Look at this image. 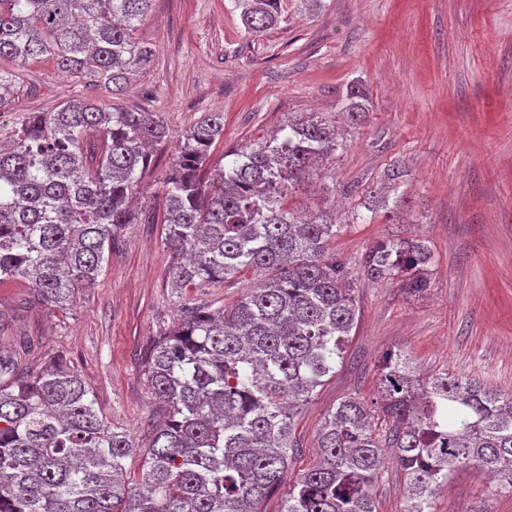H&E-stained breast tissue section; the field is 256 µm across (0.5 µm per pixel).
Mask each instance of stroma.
Masks as SVG:
<instances>
[{"instance_id":"stroma-1","label":"stroma","mask_w":512,"mask_h":512,"mask_svg":"<svg viewBox=\"0 0 512 512\" xmlns=\"http://www.w3.org/2000/svg\"><path fill=\"white\" fill-rule=\"evenodd\" d=\"M240 14L236 0H155L136 32L152 60L120 104L161 113L174 136L205 113H223L224 137L212 148L218 161L269 136L288 114L337 119L338 90L360 82L371 101L367 120L339 122L343 148L326 179L284 205L334 208L345 226L333 246L353 265L381 237L416 236L432 253L422 295L391 281L358 282V320L343 359L296 413L292 473L316 463L317 434L343 397L375 398L391 352L405 350L427 373L512 391V0H285L283 22L260 36L246 32ZM14 74L19 103L0 115V133L23 113L104 96L94 77L42 60ZM174 153L173 140L154 148L140 222L126 226L97 287L73 308L31 304L24 282L0 287V345L28 341L29 367L60 356L79 371L103 416L131 432L132 473L164 416L139 373L144 349L176 318L160 190ZM395 161L408 172L404 222L378 214L348 223ZM373 494L377 512H404L406 481L395 464H386ZM433 506L512 512V491L467 467Z\"/></svg>"}]
</instances>
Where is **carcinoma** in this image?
<instances>
[{
    "label": "carcinoma",
    "mask_w": 512,
    "mask_h": 512,
    "mask_svg": "<svg viewBox=\"0 0 512 512\" xmlns=\"http://www.w3.org/2000/svg\"><path fill=\"white\" fill-rule=\"evenodd\" d=\"M259 35L283 20L282 0H238ZM154 0H0V62H52L90 73L112 98L153 52L136 41ZM0 68V113L15 108ZM362 122L363 89L338 93ZM104 136L101 152L87 136ZM170 138L160 113L74 99L27 112L0 139V284L25 281L51 310L95 287L119 234L138 223L134 198ZM224 114L208 112L178 140L161 182L167 273L177 322L144 352L141 379L163 404L137 476L130 432L103 417L77 370L51 358L22 364L23 342L0 348V512H259L289 482L281 512H376L372 488L384 449L406 479V512H433V496L462 467L512 489V392L446 372L426 376L411 357L379 370L380 403L342 399L317 438L319 462L290 477L294 416L336 374L356 326L358 275L429 287L431 253L415 238L375 241L360 272L331 248L343 229L324 208L300 220L282 199L324 177L342 147L334 122L292 117L269 138L224 153ZM254 275L231 304L211 310L187 289Z\"/></svg>",
    "instance_id": "1"
}]
</instances>
